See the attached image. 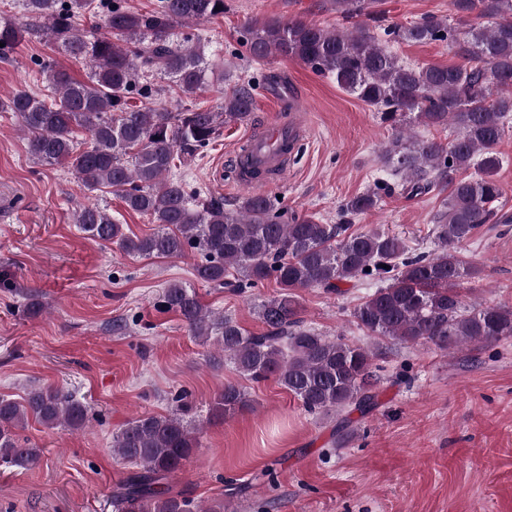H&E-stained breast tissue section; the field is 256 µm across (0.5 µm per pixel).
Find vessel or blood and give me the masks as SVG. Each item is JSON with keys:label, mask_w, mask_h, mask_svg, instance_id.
Masks as SVG:
<instances>
[{"label": "vessel or blood", "mask_w": 512, "mask_h": 512, "mask_svg": "<svg viewBox=\"0 0 512 512\" xmlns=\"http://www.w3.org/2000/svg\"><path fill=\"white\" fill-rule=\"evenodd\" d=\"M309 134L304 115L289 114L287 119L264 121L243 142L249 153L251 168L267 172L279 181L288 174V160L297 154Z\"/></svg>", "instance_id": "b4317fda"}]
</instances>
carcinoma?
Instances as JSON below:
<instances>
[{
	"mask_svg": "<svg viewBox=\"0 0 512 512\" xmlns=\"http://www.w3.org/2000/svg\"><path fill=\"white\" fill-rule=\"evenodd\" d=\"M369 2L334 0L336 11L351 23L343 28L258 20L246 30L245 44L251 59L295 57L381 112L394 130L385 163L391 174L403 175L406 196H424L436 187L448 191L430 228L432 253L418 252L384 230L349 232L351 220L377 209L381 191L391 190L384 178L345 200L342 223L325 224L314 215H294L285 223L272 197L259 192L226 208L224 197L191 192L172 174L175 158H193L220 126L245 122L254 109L248 81L224 94L219 112H171L157 92L140 84L145 73L156 70L185 96L202 90L207 62L194 46L174 44L172 31L223 15L224 0H158L145 14L128 10L122 0H22L24 21L0 22V56L14 50L24 34L39 30L91 70L88 80L79 81L44 62L47 93L21 87L0 97V112L13 113L27 134L32 161L67 166L88 191L107 188L129 210L158 225L150 235H130L107 209L91 204L76 212L81 230L126 254L181 258L196 253L201 256L196 279L233 294L275 282L279 291L258 305L265 326L259 334L209 310L181 284L163 290V305L181 316L192 335L215 339L218 353L208 359L213 366L229 361L256 383L273 377L305 411L335 412L338 441L350 426L351 412L364 417L377 406L379 353L305 325L298 289L338 294L343 283L355 288L374 283L375 290L353 310L355 322L371 336L403 344L431 343L446 352L512 339L511 308L468 309L460 288L474 275L461 245L485 224L509 223L500 214L503 191L494 175L503 163L496 147L512 115V0H451L458 15L491 22L464 38L433 17L387 30L395 41L448 42L465 66L405 63L367 33L360 18L370 16L363 7ZM91 10L103 21L85 33L77 20ZM133 93L140 104L131 103ZM412 120L444 129L451 124L456 135L446 143L407 136L402 125ZM80 131L90 139L84 150L77 149ZM172 402L170 412L141 414L112 436L115 454L136 465L112 493L115 512H217L213 507L200 511L193 500L169 492L168 478L199 447V429L188 420L189 395L179 393ZM248 408L244 390L228 383L211 416L227 419ZM90 412L88 403L55 389L33 390L21 402L0 398V467L28 469L39 462L41 449L18 433L29 418L79 430Z\"/></svg>",
	"mask_w": 512,
	"mask_h": 512,
	"instance_id": "cac0c4a2",
	"label": "carcinoma"
}]
</instances>
